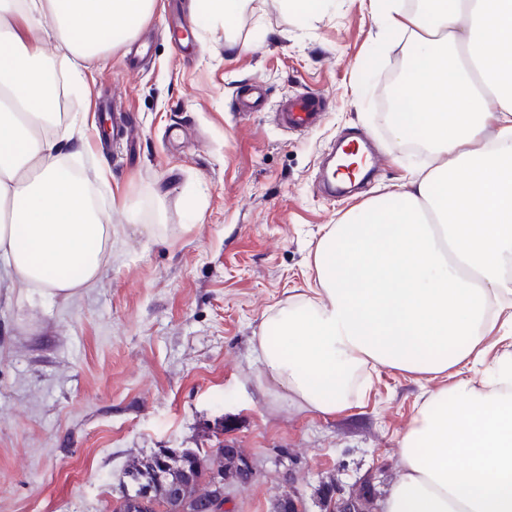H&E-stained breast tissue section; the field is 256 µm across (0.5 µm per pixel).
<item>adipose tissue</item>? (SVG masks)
Returning a JSON list of instances; mask_svg holds the SVG:
<instances>
[{"label":"adipose tissue","mask_w":512,"mask_h":512,"mask_svg":"<svg viewBox=\"0 0 512 512\" xmlns=\"http://www.w3.org/2000/svg\"><path fill=\"white\" fill-rule=\"evenodd\" d=\"M154 3L0 0V90L17 105L0 107V268L42 295L91 287L112 243L65 162L81 124L64 140L48 131L43 46L100 55ZM371 13L411 45L392 130L420 126L431 162L329 225L314 297L268 318L254 353L287 398L327 415L368 365L453 376L402 434L381 512H512V0H371Z\"/></svg>","instance_id":"1"}]
</instances>
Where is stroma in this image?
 I'll return each mask as SVG.
<instances>
[{"label": "stroma", "mask_w": 512, "mask_h": 512, "mask_svg": "<svg viewBox=\"0 0 512 512\" xmlns=\"http://www.w3.org/2000/svg\"><path fill=\"white\" fill-rule=\"evenodd\" d=\"M409 56L373 24L370 0H325L307 16L242 0L226 22L201 0H157L134 41L87 61L65 114L86 116L90 151L70 164L111 218L112 254L66 299L0 270V512H112L134 461L226 444L257 468L227 486L226 512H271L283 495L321 512L332 482L386 491L429 382L369 365L345 409L324 415L263 381L253 345L264 320L315 287L327 226L428 163L378 109ZM253 82L265 108L239 111ZM307 92L325 112L288 131L278 107ZM343 137L382 160L332 197L321 177Z\"/></svg>", "instance_id": "stroma-1"}]
</instances>
